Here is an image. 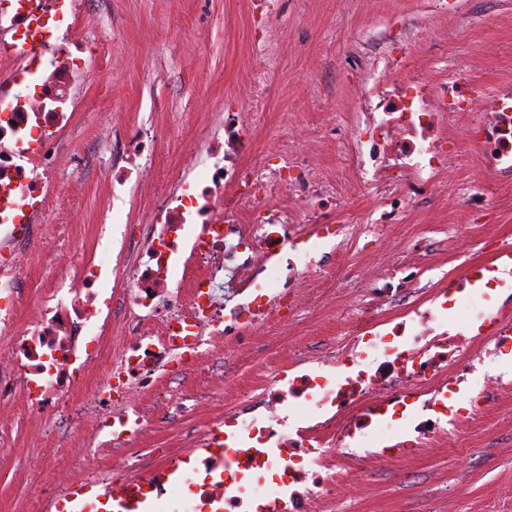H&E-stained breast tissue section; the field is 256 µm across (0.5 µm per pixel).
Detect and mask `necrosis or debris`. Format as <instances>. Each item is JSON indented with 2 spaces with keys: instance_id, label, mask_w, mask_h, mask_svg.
I'll list each match as a JSON object with an SVG mask.
<instances>
[{
  "instance_id": "obj_1",
  "label": "necrosis or debris",
  "mask_w": 512,
  "mask_h": 512,
  "mask_svg": "<svg viewBox=\"0 0 512 512\" xmlns=\"http://www.w3.org/2000/svg\"><path fill=\"white\" fill-rule=\"evenodd\" d=\"M100 23L82 0H0V58L13 62L0 81V420L22 414L37 427L49 423L56 459L91 427L109 457L102 467L87 463L81 486L144 483L156 512H203L207 502L247 512L250 497L265 512H312L344 487L348 449L394 460L441 439L463 446L488 399L512 392V377L486 373L457 409L444 398L466 381L472 345L488 357L512 353V323L466 301L468 272L439 288V303L399 313L423 274L415 258L426 245L416 240L386 258L384 278L348 285L349 336L315 368L294 377L273 369L261 387L239 391L204 434L186 432L199 463L182 467L176 484L166 483L167 461L129 451L154 411L196 412L198 397L177 386L180 372L213 377L205 357L214 347L229 338L248 346L296 282L318 275L315 254L349 232L331 215L352 195L377 198L359 227L375 240L420 204L423 190L439 188L459 156L494 182H511L512 94L484 93L455 68L427 78L414 49L429 32L418 27L401 38L403 55L374 54L355 92L358 110L345 130L349 177L339 187L317 179L291 147L269 163L256 141L269 86L254 73L247 109L215 122L189 163L150 190L151 223L125 225L111 250L93 257L73 244L49 253L61 276L24 320L18 282L36 222L71 163L59 138L95 75L88 35ZM463 127L469 135L458 152ZM102 165L113 184L140 182L157 167L155 141L137 128L124 157ZM110 330L120 338L108 346ZM90 383L93 400L76 407Z\"/></svg>"
}]
</instances>
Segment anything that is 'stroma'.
<instances>
[{
	"mask_svg": "<svg viewBox=\"0 0 512 512\" xmlns=\"http://www.w3.org/2000/svg\"><path fill=\"white\" fill-rule=\"evenodd\" d=\"M431 2L376 0L365 13L357 0H277L258 29L249 0H87L104 16L94 40L107 60L105 78L84 89L83 104L63 139L81 164L60 179L50 210L35 230L20 284L22 316L36 313L42 288L56 277L44 263L47 250L70 239L90 248L97 225L141 224L148 217V199L131 192L109 197L100 155L121 149L128 128L145 124L154 136L159 171L183 164L181 146L167 136L170 121L181 120L186 143L204 140L213 113L240 108L238 89L255 65L267 68L271 88L259 146H294L307 155L316 175L334 183L345 179L343 146L319 123L327 117L343 120L353 111L349 87L366 80L367 58L383 49L384 35L426 26L431 40L420 49L426 75H447L455 64L469 68L485 91L511 89L512 0H457L442 12ZM157 41L168 44V53L147 56V47ZM114 111L124 115L125 126L108 128ZM464 212L463 201L450 187L423 200L415 215L389 226V254L410 238L433 243L421 258L430 272L417 295H429L441 276L466 265L492 263L493 252L479 246L483 226L465 224ZM460 223L464 235L449 232V225ZM330 261L363 278L381 273L378 254L360 249L353 239L337 242ZM297 291L314 298L315 310L258 326L253 357L291 368L300 358L317 356L350 325L352 315L343 309L336 288L303 283ZM257 379L252 371L241 372L191 422L152 421L138 453L160 448L182 454L184 426L206 430L211 416L223 414L224 401L236 387ZM84 466L81 459L51 458L45 439L17 416L0 430V512H30L26 480L32 472L48 475L60 467L76 478ZM320 512H512V395L496 397L486 407L464 447L436 443L397 461L353 469L342 493Z\"/></svg>",
	"mask_w": 512,
	"mask_h": 512,
	"instance_id": "1",
	"label": "stroma"
}]
</instances>
